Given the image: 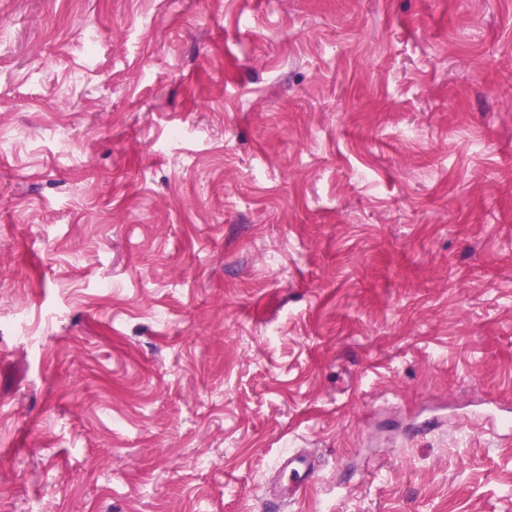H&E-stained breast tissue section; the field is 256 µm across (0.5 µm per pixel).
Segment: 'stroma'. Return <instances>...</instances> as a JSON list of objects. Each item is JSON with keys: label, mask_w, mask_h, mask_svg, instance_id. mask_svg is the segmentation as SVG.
I'll return each instance as SVG.
<instances>
[{"label": "stroma", "mask_w": 512, "mask_h": 512, "mask_svg": "<svg viewBox=\"0 0 512 512\" xmlns=\"http://www.w3.org/2000/svg\"><path fill=\"white\" fill-rule=\"evenodd\" d=\"M488 398L512 0H0V512H512ZM283 501H293L316 482L317 468L306 455L289 451L278 460Z\"/></svg>", "instance_id": "35a3bbf8"}]
</instances>
